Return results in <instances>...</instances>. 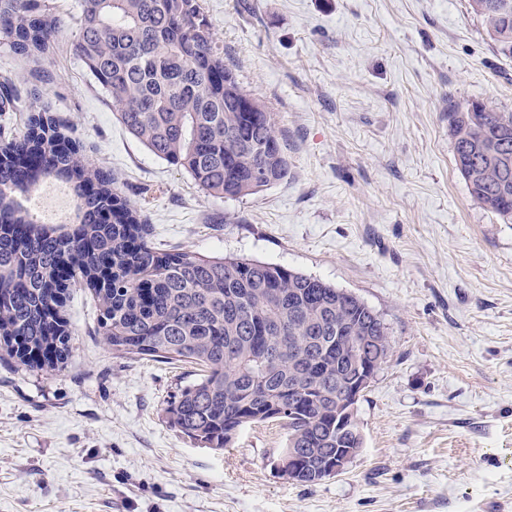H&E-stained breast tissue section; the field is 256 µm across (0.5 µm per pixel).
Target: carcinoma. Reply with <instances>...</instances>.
Wrapping results in <instances>:
<instances>
[{"instance_id": "obj_1", "label": "carcinoma", "mask_w": 512, "mask_h": 512, "mask_svg": "<svg viewBox=\"0 0 512 512\" xmlns=\"http://www.w3.org/2000/svg\"><path fill=\"white\" fill-rule=\"evenodd\" d=\"M470 7L496 54L512 59V0ZM68 29L51 0H0L1 44L47 57L70 41L126 130L203 191L241 198L287 177L274 113L224 65L198 0H81L77 31ZM18 100L1 76L0 105ZM28 111L24 132H0V345L31 369L63 362L65 292L78 276L97 298V334L113 352L198 367L165 407L194 443L224 448L229 429L270 419L303 463L345 447L336 373L357 359L387 362L382 318L357 296L276 264L160 251L147 216L81 155L69 128ZM448 130L472 198L512 220V112L474 101L448 111ZM43 179L69 184L72 230L37 222L20 201Z\"/></svg>"}]
</instances>
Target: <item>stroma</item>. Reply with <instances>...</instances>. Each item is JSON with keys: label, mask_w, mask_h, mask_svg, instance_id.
Returning a JSON list of instances; mask_svg holds the SVG:
<instances>
[{"label": "stroma", "mask_w": 512, "mask_h": 512, "mask_svg": "<svg viewBox=\"0 0 512 512\" xmlns=\"http://www.w3.org/2000/svg\"><path fill=\"white\" fill-rule=\"evenodd\" d=\"M198 2L275 114L288 176L257 194L209 195L150 153L68 44L46 60L0 47V75L73 126L155 247L278 264L381 316L363 447L314 485L275 474L276 422L199 447L164 414L194 366L113 353L75 281L67 361L33 370L0 349V512H512V223L471 197L448 134L449 107L512 112V62L469 0Z\"/></svg>", "instance_id": "obj_1"}]
</instances>
